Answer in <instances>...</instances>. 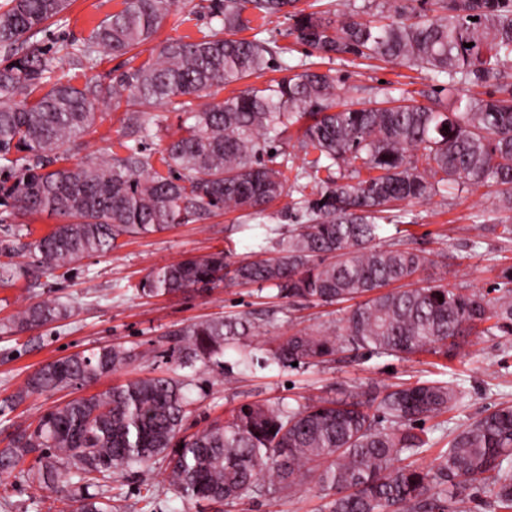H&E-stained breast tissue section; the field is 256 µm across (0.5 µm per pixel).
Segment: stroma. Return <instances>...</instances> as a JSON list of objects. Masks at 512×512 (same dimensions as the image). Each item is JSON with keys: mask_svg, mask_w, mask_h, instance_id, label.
<instances>
[{"mask_svg": "<svg viewBox=\"0 0 512 512\" xmlns=\"http://www.w3.org/2000/svg\"><path fill=\"white\" fill-rule=\"evenodd\" d=\"M123 0H70L59 23L39 33L33 42L51 46L58 71L70 72L67 43L87 38L92 29L122 7ZM205 0H185L161 23L156 42L191 36L200 39L213 23L203 9ZM287 19L271 18L258 27L259 39L279 49L275 65L295 66L309 58L307 47L286 37ZM320 71L330 73L341 91L360 86L367 93L381 86L420 90L429 88V74L416 67L380 60H352L338 56L323 60ZM96 123L91 134L70 148V163L100 160L122 154L125 139L123 117L127 103L110 100L95 106ZM492 199L485 189L468 194L436 196L413 204L414 223L408 235L396 234L385 226L387 242L427 252L430 263L425 275L444 279L452 288L483 293L497 282L502 270L512 267V246L499 242L477 225L476 218L488 213ZM295 213L287 200L270 205L265 217L253 219L229 212L191 224L144 236H126L108 255H91L59 269L42 286L29 287L26 280L0 286V323L11 322L32 297L61 299L74 307L71 317L36 332H0V399L22 387L40 366L103 344H120L134 349L138 359L128 367L101 377L88 386L67 388L52 394L33 395L22 402L14 415L18 422H37L55 405L86 397L128 380L177 371L189 385L193 412L184 423L192 434L229 409L243 402L297 406L317 396L334 398L348 390H368L395 383L446 377L455 381L459 398L451 409L426 420L434 443L417 456L426 465L448 447L450 434L464 429L485 409L512 405V336H462L455 357L423 352L408 358L368 357L346 351L335 361L298 366L272 364L264 368L235 367L232 376L211 366L177 368L168 358L171 333L216 318L248 314L259 325L256 336L245 346L257 357H266L278 337L296 329L333 325L345 313L344 306L288 305L271 290H257L231 280L210 293L187 292L142 298L138 282L156 267L186 257H202L220 250L231 253L232 261L277 256V242L287 236ZM328 496L318 485L308 483L293 491L256 496L229 504H211L175 497L162 503V512H329ZM0 512H72L71 503L54 486L39 488L11 475H0Z\"/></svg>", "mask_w": 512, "mask_h": 512, "instance_id": "stroma-1", "label": "stroma"}]
</instances>
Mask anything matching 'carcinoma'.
Here are the masks:
<instances>
[{
  "instance_id": "1",
  "label": "carcinoma",
  "mask_w": 512,
  "mask_h": 512,
  "mask_svg": "<svg viewBox=\"0 0 512 512\" xmlns=\"http://www.w3.org/2000/svg\"><path fill=\"white\" fill-rule=\"evenodd\" d=\"M299 0H210L217 28L194 41L169 39L104 85L59 74L29 40L58 20L65 0L0 3V207L9 217L60 216L28 244L30 260L0 262V285L24 277L42 285L87 255H105L122 236L163 231L233 210L260 215L299 195L305 222L279 241V256L231 263L215 252L152 270L145 297L207 291L224 271L290 303H349L335 329L297 330L278 339L268 362H324L344 350L400 356L454 351L456 338L512 335V269L496 296L450 289L418 276L425 252L381 241L382 224L414 223L409 206L450 189H491L484 230L512 242V0H382L357 10L313 11ZM88 38L71 45V65L97 67L101 52L126 55L150 43L178 0H124ZM283 15L285 36L321 55L409 64L429 72L430 89L403 92V104L360 97L339 101L336 80L302 70L250 85L222 101L198 103L231 83L272 69L264 41L239 38L253 19ZM472 47H466V44ZM486 89L476 97L471 89ZM126 99L125 155L65 165L66 146L88 135L95 104ZM167 105L191 123L153 155L144 141ZM297 131L303 165L280 150ZM73 314L57 299L31 302L8 326L33 332ZM248 316L201 322L173 333L180 367L220 363L224 348L255 335ZM132 350L104 344L48 362L13 395L0 416L33 394L78 387L128 366ZM188 383L170 374L137 378L46 411L32 426L12 423L0 473L29 484L52 479L75 512H112V476L138 474L142 512H159L154 467L168 470L166 492L218 502L315 482L330 512H459L479 485L512 512V406L477 417L427 466L402 461L430 447L427 418L448 411L456 387L442 380L386 385L296 408L256 402L234 407L186 437ZM35 464L26 468L28 456ZM94 492H89V489Z\"/></svg>"
}]
</instances>
